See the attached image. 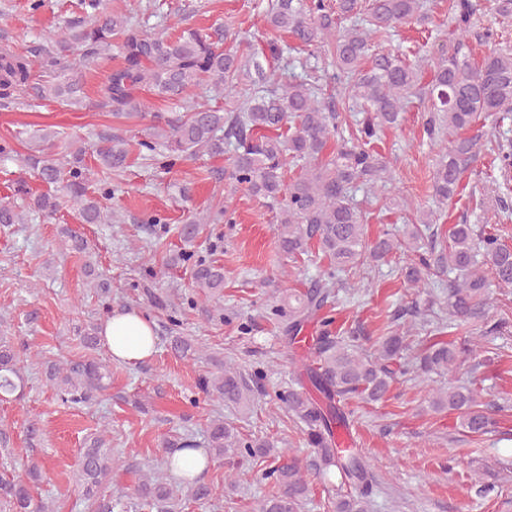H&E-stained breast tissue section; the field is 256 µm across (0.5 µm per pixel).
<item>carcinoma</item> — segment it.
Here are the masks:
<instances>
[{"label": "carcinoma", "mask_w": 512, "mask_h": 512, "mask_svg": "<svg viewBox=\"0 0 512 512\" xmlns=\"http://www.w3.org/2000/svg\"><path fill=\"white\" fill-rule=\"evenodd\" d=\"M422 0H267L263 6L266 25L274 33L285 32L306 54L307 74L274 86L255 56L234 49H222L223 27L211 31L192 26L178 34L163 29L144 33L127 15L109 11L102 0H77L78 18L69 22L55 43L30 56L5 45L0 48V107L7 108L34 89L42 99L72 104L81 101L82 67L104 52L116 51L121 62L112 68L100 87L103 105L117 118L143 116L140 92L148 90L177 107L157 111L141 146L170 157H211L231 153L225 175L249 194L275 211L274 231L279 249L294 262L319 259L326 262L323 278L313 286L289 295L292 302L273 309L272 318L291 345L297 343L304 327L316 323L320 330L312 338L302 371L322 398L290 389L280 396L288 413L306 427L307 445L317 461L320 480L339 475L336 497L326 504V512H372L377 481L364 461L361 449L345 444L338 430L351 426L349 401L360 397L370 402L388 399L397 375L410 370L424 375L451 373L457 369L461 348L456 341L442 338L445 331L430 339L412 357L402 359L407 348L400 336L401 320L421 315L409 306L388 315L385 329L376 338L377 356L362 353V331L349 327L332 315L336 284L351 271L364 280L366 270L401 252L406 259L396 262L403 282L422 290L448 275V293L443 304L448 309L447 328L456 331L481 327L483 335H498L509 319L490 315V288H512V244L495 224H452L440 228L442 208L463 196L476 199L468 188L474 177L493 187L508 179L512 171V150L504 144L490 149L488 166L475 167L484 145L486 129L512 124V50L500 48L480 59L474 57L469 33L474 26V0H448V43L451 53L431 67L425 85L430 102L423 124V136L448 141L433 169L432 196L437 207L419 210L403 236L384 231L375 239L366 236L376 188L390 178L386 157L377 142L388 130L401 126L412 97L422 86L425 59H411L401 49L377 51L379 43L402 24L420 22ZM499 25L512 26V0H493ZM288 46L276 36L266 42L261 55L282 59ZM322 61L346 78L344 97L362 117L350 126L336 111L333 96H320L318 77ZM240 86L249 88L243 105L224 110L190 100L194 89L219 93ZM85 148L73 151L63 161L52 153H38L26 162L49 191L34 195L23 181L16 183L15 195L29 200L35 213L52 215L60 208L62 191L76 205L84 224L106 221L100 198L92 190L95 171L85 162ZM93 157L99 165L118 172L127 165L129 150L118 136L100 140ZM298 169L285 180L286 165ZM370 194L359 202L358 188ZM24 220L10 202L0 204V224L7 227ZM201 224L193 219L178 229L185 246L176 260L188 262L194 252ZM66 249L74 254L90 252L88 241L65 230ZM197 293L211 298L224 288V267L197 261L193 265ZM172 348L181 357L200 352L195 340L174 337ZM14 344L0 337V400L19 398L26 379L18 367ZM57 395L65 403L83 404L110 384L108 367L94 357H86L49 371ZM206 392L217 399L248 409L254 401L253 389L245 377L224 364L202 378ZM433 411L458 414L460 426L482 436L498 421L489 407L478 400L474 388L448 386L431 400ZM274 450L269 442L253 445L241 441L234 429L217 418L207 429V452L212 460L248 456L256 462L273 458L265 469L271 490L253 512H301L310 494L306 471L299 461ZM120 469V459L112 457L103 437L91 439L80 449L78 474L85 496L94 512H114L122 505V495L104 494L112 471ZM44 463L29 460L21 477L0 475V506L5 512H53L38 501L33 489L43 476ZM140 512H178L182 509L179 491L151 474H141ZM190 497L205 503L212 499V487L195 481Z\"/></svg>", "instance_id": "1"}]
</instances>
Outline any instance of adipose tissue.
<instances>
[{"mask_svg": "<svg viewBox=\"0 0 512 512\" xmlns=\"http://www.w3.org/2000/svg\"><path fill=\"white\" fill-rule=\"evenodd\" d=\"M99 336L112 360L138 364L156 352L155 325L135 310L113 312L99 329Z\"/></svg>", "mask_w": 512, "mask_h": 512, "instance_id": "1", "label": "adipose tissue"}]
</instances>
